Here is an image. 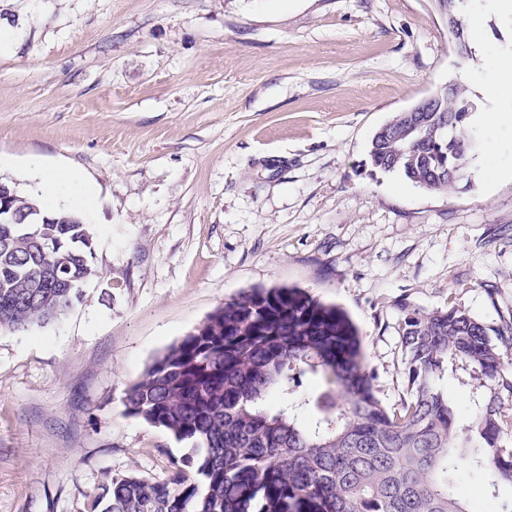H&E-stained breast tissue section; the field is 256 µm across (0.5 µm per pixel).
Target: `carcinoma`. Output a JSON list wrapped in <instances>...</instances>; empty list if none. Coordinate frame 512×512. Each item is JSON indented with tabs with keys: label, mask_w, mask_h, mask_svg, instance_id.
Wrapping results in <instances>:
<instances>
[{
	"label": "carcinoma",
	"mask_w": 512,
	"mask_h": 512,
	"mask_svg": "<svg viewBox=\"0 0 512 512\" xmlns=\"http://www.w3.org/2000/svg\"><path fill=\"white\" fill-rule=\"evenodd\" d=\"M397 115L369 144L371 164L432 192L468 172L471 113ZM421 127L407 143L409 122ZM0 225V332H25L82 302L98 274L93 225ZM406 388L385 407L352 324L296 288H253L169 346L125 392L128 413L193 443L167 483L109 476L100 512H486L458 479L487 495L512 484V322L490 328L466 310L397 304ZM471 379L459 424L448 372Z\"/></svg>",
	"instance_id": "cac0c4a2"
}]
</instances>
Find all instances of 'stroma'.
Listing matches in <instances>:
<instances>
[{
	"label": "stroma",
	"instance_id": "obj_1",
	"mask_svg": "<svg viewBox=\"0 0 512 512\" xmlns=\"http://www.w3.org/2000/svg\"><path fill=\"white\" fill-rule=\"evenodd\" d=\"M0 178L90 183L97 278L0 333V512H91L105 474L167 481L191 445L127 385L224 301L305 289L359 330L385 406L395 303L512 321V179L452 194L375 168L373 133L480 58L434 0H0ZM463 2H465V0H453L456 15H454L452 13L451 1H448V10L443 9L448 14V31L453 35V37L455 39V46L457 47V50L460 54L466 48V41H467V40H465V38L463 36L462 29L459 27L458 19H457V17L458 18L460 17V10H461V5H463ZM460 19H461V17H460ZM467 46H468V50L465 52V54H463V57H467V58L470 56L472 57L473 51H472V48L469 46L468 41H467Z\"/></svg>",
	"mask_w": 512,
	"mask_h": 512
}]
</instances>
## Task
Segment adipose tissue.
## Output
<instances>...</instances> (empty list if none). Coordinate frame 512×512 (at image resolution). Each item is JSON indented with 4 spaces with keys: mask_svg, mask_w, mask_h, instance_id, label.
Here are the masks:
<instances>
[{
    "mask_svg": "<svg viewBox=\"0 0 512 512\" xmlns=\"http://www.w3.org/2000/svg\"><path fill=\"white\" fill-rule=\"evenodd\" d=\"M485 2V7L469 10L464 16V22L471 41L482 51L484 71L496 78L495 83L482 82L478 85L482 95L493 102L492 108L484 110L481 115L482 125L491 130L501 119L500 104L512 106V54L487 50L484 39V17L489 13L512 16V0H485Z\"/></svg>",
    "mask_w": 512,
    "mask_h": 512,
    "instance_id": "ef3b65f1",
    "label": "adipose tissue"
}]
</instances>
